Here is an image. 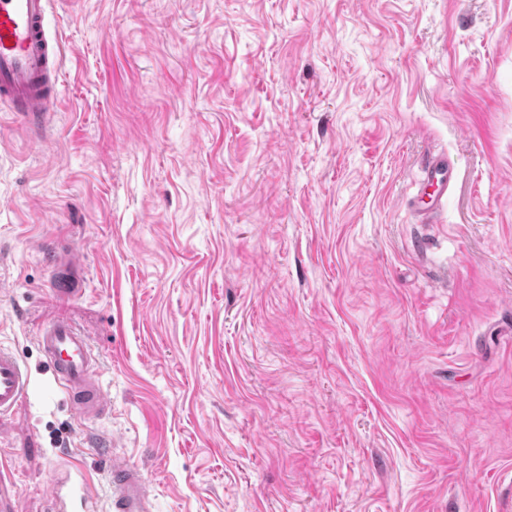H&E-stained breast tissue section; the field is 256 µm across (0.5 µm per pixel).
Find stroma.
<instances>
[{
    "label": "stroma",
    "mask_w": 512,
    "mask_h": 512,
    "mask_svg": "<svg viewBox=\"0 0 512 512\" xmlns=\"http://www.w3.org/2000/svg\"><path fill=\"white\" fill-rule=\"evenodd\" d=\"M0 105V343L72 320L110 400L0 416V512L102 443L155 512H512V0H53ZM456 175L433 219L421 165ZM78 249L60 299L43 253ZM51 0H0V102L45 127L58 95L61 46L47 24Z\"/></svg>",
    "instance_id": "stroma-1"
}]
</instances>
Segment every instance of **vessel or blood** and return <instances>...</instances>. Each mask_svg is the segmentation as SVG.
<instances>
[{
	"label": "vessel or blood",
	"instance_id": "1",
	"mask_svg": "<svg viewBox=\"0 0 512 512\" xmlns=\"http://www.w3.org/2000/svg\"><path fill=\"white\" fill-rule=\"evenodd\" d=\"M51 0H0V102L31 126H46L58 95L61 46L49 31ZM454 166L444 155L427 158L412 205L424 217L440 210L453 181ZM46 260L56 271L54 292L68 298L82 293L70 274L71 257L49 252ZM36 343L50 372V382L66 402L75 421L105 411L109 400L101 382V366L87 336L67 319L42 327ZM35 376L19 356L0 344V415L33 396ZM104 473L111 496L99 508L82 464L71 462L65 476L51 480L50 512H154L142 471L122 454L109 453Z\"/></svg>",
	"mask_w": 512,
	"mask_h": 512
}]
</instances>
